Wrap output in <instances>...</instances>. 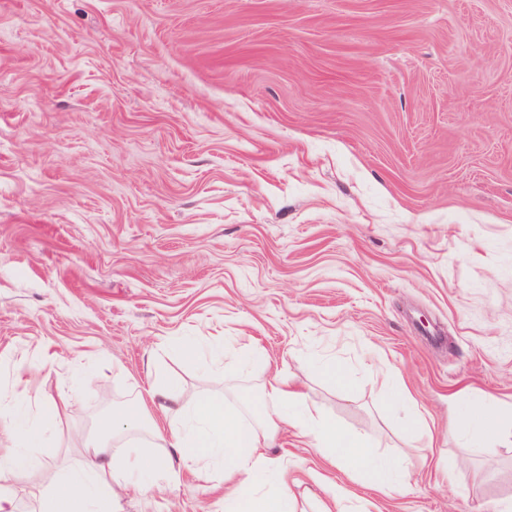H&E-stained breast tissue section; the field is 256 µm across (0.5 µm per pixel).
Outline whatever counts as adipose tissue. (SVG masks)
Masks as SVG:
<instances>
[{"instance_id": "1", "label": "adipose tissue", "mask_w": 512, "mask_h": 512, "mask_svg": "<svg viewBox=\"0 0 512 512\" xmlns=\"http://www.w3.org/2000/svg\"><path fill=\"white\" fill-rule=\"evenodd\" d=\"M36 374L33 366L16 370V392L6 415L5 429L13 438L11 448L0 451V480L8 475L34 474L45 468V460L32 456L47 434L55 432L61 417L57 404L32 412L24 392ZM238 376L224 378L223 396L183 403L175 382L155 379L144 395L121 406L103 421L94 435L83 442L85 460L67 476L41 492L42 512H113L117 490L145 494L143 476L171 470L165 448L174 449L189 466L206 461L221 473L228 490L224 512H370L369 501L357 498L348 485L332 483L318 471H309L312 487L295 492L289 486L283 458L271 456L278 432L291 429L319 448L329 466L353 475H363L384 493L402 496L410 489L409 472L400 458L376 453L359 436L347 432L316 408L297 385L281 376L266 380L257 395L229 408L227 396L237 395ZM161 400L169 419L168 434L153 432L157 453L138 449L115 453L116 443L145 428L146 400ZM505 421L481 402L469 403L462 422L450 424L448 434L479 445L503 433ZM326 499H319L318 491Z\"/></svg>"}]
</instances>
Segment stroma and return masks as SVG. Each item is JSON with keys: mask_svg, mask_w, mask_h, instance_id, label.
Segmentation results:
<instances>
[{"mask_svg": "<svg viewBox=\"0 0 512 512\" xmlns=\"http://www.w3.org/2000/svg\"><path fill=\"white\" fill-rule=\"evenodd\" d=\"M181 335L258 350L244 391L280 373L384 456L407 433L360 362L390 370L435 432L408 494L274 448L377 512L512 499V446L448 436L466 397L512 413V0H0V396L47 356L30 403L67 405L47 468L5 480L21 512L105 402L223 395L228 358ZM119 505L224 512V482ZM170 347L177 354L194 359H201L207 353L213 354L216 350L221 354L224 352L223 346L218 349L213 346L206 349L199 336H174L170 339Z\"/></svg>", "mask_w": 512, "mask_h": 512, "instance_id": "35a3bbf8", "label": "stroma"}]
</instances>
